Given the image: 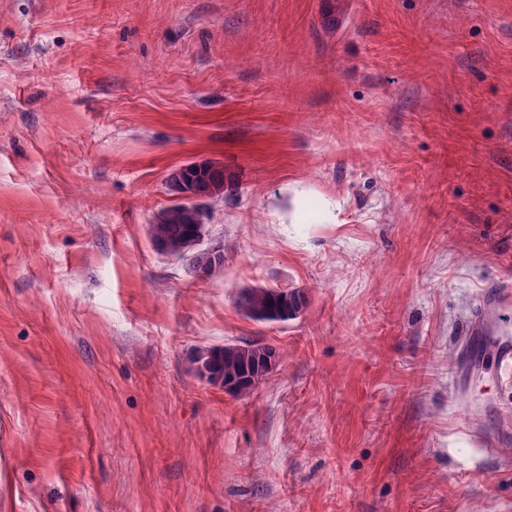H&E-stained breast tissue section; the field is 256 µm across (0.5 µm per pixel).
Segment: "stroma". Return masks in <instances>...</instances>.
I'll list each match as a JSON object with an SVG mask.
<instances>
[{
  "label": "stroma",
  "instance_id": "obj_1",
  "mask_svg": "<svg viewBox=\"0 0 512 512\" xmlns=\"http://www.w3.org/2000/svg\"><path fill=\"white\" fill-rule=\"evenodd\" d=\"M508 272L512 0H0V512H512ZM209 162L205 160L192 162L186 165L181 166L177 170H175L168 179V190L170 191L173 199L176 201H181L183 203H188L192 205H197L196 200L201 196L197 194V191L190 187L189 185H185L184 182H174L172 180V175L176 174L180 169L186 168H194L198 171L202 169H206L209 166ZM182 178L188 180L192 186L195 188L202 190L208 193L210 196H223L224 195V168L220 167H209L206 170L195 173V172H187L181 173ZM201 219V224L196 225L188 237L196 223L193 216L177 204L166 207L157 216L156 224L152 225V238L156 247L165 249L169 254L185 256L187 245L190 250L193 249L202 237L203 214ZM239 307L252 319L261 322H279L276 315L282 310L277 289L247 288L238 297ZM273 350L266 345L256 342H244L241 344L224 345V347L212 349L207 355L201 356L204 367L208 371V381L211 384L224 385V390L234 393L239 386L236 381L246 372H252L256 376L255 383L264 376L257 371L263 355Z\"/></svg>",
  "mask_w": 512,
  "mask_h": 512
}]
</instances>
